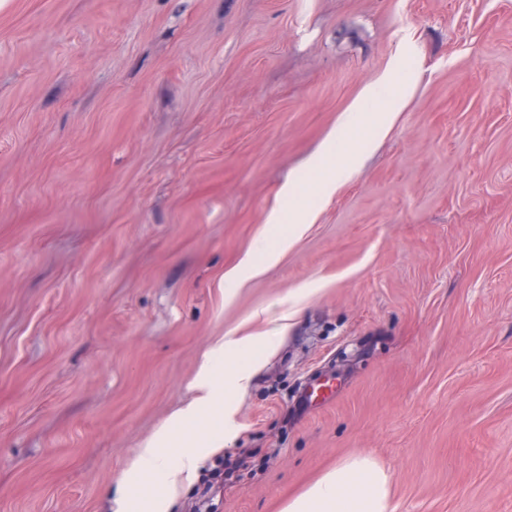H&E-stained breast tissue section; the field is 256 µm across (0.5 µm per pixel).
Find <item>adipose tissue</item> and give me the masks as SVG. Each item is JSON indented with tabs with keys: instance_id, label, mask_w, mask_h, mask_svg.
Returning <instances> with one entry per match:
<instances>
[{
	"instance_id": "adipose-tissue-1",
	"label": "adipose tissue",
	"mask_w": 512,
	"mask_h": 512,
	"mask_svg": "<svg viewBox=\"0 0 512 512\" xmlns=\"http://www.w3.org/2000/svg\"><path fill=\"white\" fill-rule=\"evenodd\" d=\"M400 107V98L383 96L375 87L366 91L362 103L346 115L341 128L330 134L310 159L308 169L316 178L312 197H303L299 183L288 182L282 191L283 205L267 218L278 234L277 246L272 249L262 241L256 244V252L275 259L279 249L314 223L319 203L352 178L364 149L387 131ZM358 127L365 130L359 137L353 134ZM278 343L275 336H228L218 342L213 359L204 364L196 379L197 397L137 450L130 464L131 475L169 491L190 483L203 459L221 439L232 436L233 400L248 389L258 357L275 353ZM282 512H393L391 478L374 458L356 454L290 497Z\"/></svg>"
}]
</instances>
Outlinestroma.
<instances>
[{
	"label": "stroma",
	"instance_id": "1",
	"mask_svg": "<svg viewBox=\"0 0 512 512\" xmlns=\"http://www.w3.org/2000/svg\"><path fill=\"white\" fill-rule=\"evenodd\" d=\"M387 75V134L226 287ZM227 335L281 342L199 466L217 512L358 453L394 512H512V0L0 5V512H114Z\"/></svg>",
	"mask_w": 512,
	"mask_h": 512
}]
</instances>
